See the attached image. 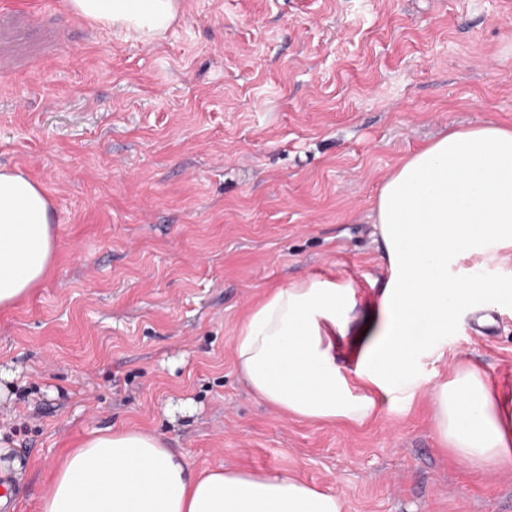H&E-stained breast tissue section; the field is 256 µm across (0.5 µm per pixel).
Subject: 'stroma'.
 I'll list each match as a JSON object with an SVG mask.
<instances>
[{
    "mask_svg": "<svg viewBox=\"0 0 512 512\" xmlns=\"http://www.w3.org/2000/svg\"><path fill=\"white\" fill-rule=\"evenodd\" d=\"M512 127V0H180L141 42L64 0H0V169L53 207L44 280L0 310V512H40L64 455L139 429L192 469L279 471L343 512H512V471L441 448L459 364L512 395V301L483 296L363 425L280 413L234 342L268 289L386 281L373 208L450 128ZM495 314L486 337L474 310Z\"/></svg>",
    "mask_w": 512,
    "mask_h": 512,
    "instance_id": "1",
    "label": "stroma"
}]
</instances>
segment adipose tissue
I'll use <instances>...</instances> for the list:
<instances>
[{
    "label": "adipose tissue",
    "instance_id": "adipose-tissue-1",
    "mask_svg": "<svg viewBox=\"0 0 512 512\" xmlns=\"http://www.w3.org/2000/svg\"><path fill=\"white\" fill-rule=\"evenodd\" d=\"M179 0H67L99 28L155 39ZM375 222L388 278L364 317L351 282L306 279L271 289L234 343L235 365L275 409L311 422L360 425L368 392L411 388L456 313L495 293L512 298V127L452 128L385 179ZM52 205L41 186L0 170V309L26 298L54 257ZM496 268L495 279L484 272ZM349 341L343 376L336 349ZM438 440L471 465L512 468V396L473 368L432 393ZM40 512H343L336 494L287 473L196 471L159 437L107 429L70 450Z\"/></svg>",
    "mask_w": 512,
    "mask_h": 512
}]
</instances>
